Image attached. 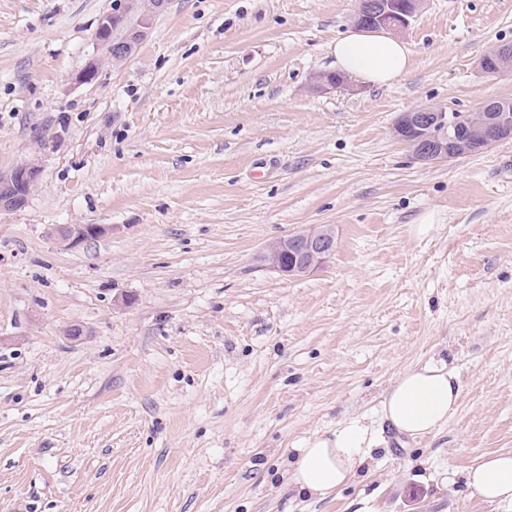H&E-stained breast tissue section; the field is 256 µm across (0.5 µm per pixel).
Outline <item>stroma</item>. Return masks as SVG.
<instances>
[{"label": "stroma", "mask_w": 512, "mask_h": 512, "mask_svg": "<svg viewBox=\"0 0 512 512\" xmlns=\"http://www.w3.org/2000/svg\"><path fill=\"white\" fill-rule=\"evenodd\" d=\"M117 4L0 0V171L41 168L0 211V512H512L463 475L512 452V139L422 165L392 132L512 99L478 69L512 0H427L405 75L326 94L355 0H166L81 81ZM59 224L107 232L70 248ZM325 224L318 270L261 261ZM436 353L458 406L398 435L383 395ZM354 419L385 443L353 483L289 485L295 449ZM331 74L320 73L310 77L309 89L315 93H324L332 89L353 91L356 86L352 77L342 74L337 80L330 79Z\"/></svg>", "instance_id": "1"}]
</instances>
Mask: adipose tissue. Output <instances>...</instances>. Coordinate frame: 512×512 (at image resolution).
<instances>
[{
    "mask_svg": "<svg viewBox=\"0 0 512 512\" xmlns=\"http://www.w3.org/2000/svg\"><path fill=\"white\" fill-rule=\"evenodd\" d=\"M336 67L378 87L392 85L410 66V50L385 33L347 32L332 45ZM460 379L437 356L401 371L383 398L381 412L398 434L411 438L434 433L458 403ZM375 440L358 419L329 436H318L297 449L288 473L300 491L326 497L347 486L362 464V449ZM468 486L490 502L512 505V453H490L474 459L466 470Z\"/></svg>",
    "mask_w": 512,
    "mask_h": 512,
    "instance_id": "1",
    "label": "adipose tissue"
}]
</instances>
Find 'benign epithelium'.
Returning a JSON list of instances; mask_svg holds the SVG:
<instances>
[{
	"mask_svg": "<svg viewBox=\"0 0 512 512\" xmlns=\"http://www.w3.org/2000/svg\"><path fill=\"white\" fill-rule=\"evenodd\" d=\"M123 6L99 20L95 39L107 57L119 63L128 58L151 28L152 20L166 0H121ZM427 0H357L352 14L359 31L403 33L424 9ZM488 76L512 73V44H500L478 62ZM355 81L342 74L336 80L326 73L310 77L309 89L324 93L332 89L352 91ZM395 137L412 158L435 164L480 152L502 140L512 139V113L493 98L484 100L479 111L462 117L437 105H426L401 113L393 124ZM41 174L38 165L24 163L0 171V210L23 206ZM106 232L94 224H62L52 234L67 246H77ZM336 240L328 225L313 226L269 245L262 260L283 276L309 274L322 267L333 254Z\"/></svg>",
	"mask_w": 512,
	"mask_h": 512,
	"instance_id": "7a95c632",
	"label": "benign epithelium"
}]
</instances>
